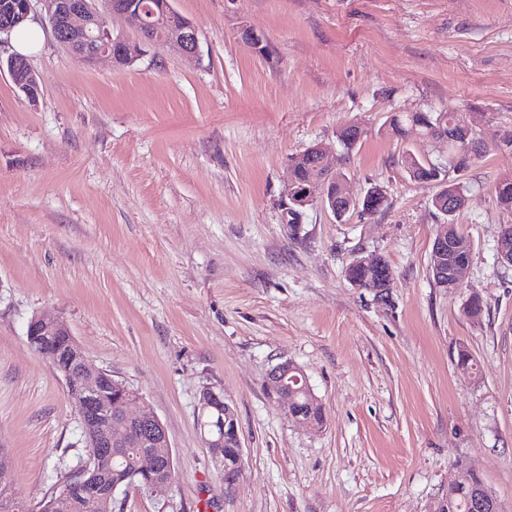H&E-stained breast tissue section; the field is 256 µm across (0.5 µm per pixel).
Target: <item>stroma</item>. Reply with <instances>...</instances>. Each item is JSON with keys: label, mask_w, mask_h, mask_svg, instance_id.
<instances>
[{"label": "stroma", "mask_w": 512, "mask_h": 512, "mask_svg": "<svg viewBox=\"0 0 512 512\" xmlns=\"http://www.w3.org/2000/svg\"><path fill=\"white\" fill-rule=\"evenodd\" d=\"M171 4L199 31L197 60L86 65L44 22L38 102L0 69V448L16 496L40 500L85 455L62 379L27 343L45 313L169 435L174 487L117 491L112 512H430L461 464L512 512V268L495 251L512 213L494 193L512 174V0ZM410 112L456 113L486 149L454 218L473 243L458 291L429 272L436 188L401 163H446L448 142L382 132ZM351 124L364 134L348 151L336 133ZM315 143L352 196L384 186L387 208L283 223L289 160ZM371 255L393 271L383 302L345 277ZM461 349L478 374L457 368ZM284 361L322 426L268 389ZM206 389L237 412L229 497L197 420Z\"/></svg>", "instance_id": "stroma-1"}]
</instances>
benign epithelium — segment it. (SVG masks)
<instances>
[{"mask_svg":"<svg viewBox=\"0 0 512 512\" xmlns=\"http://www.w3.org/2000/svg\"><path fill=\"white\" fill-rule=\"evenodd\" d=\"M41 12L51 27L55 39L78 61L92 64L101 57L113 62L123 58L136 61L145 48L155 46L185 58L199 55L200 41L196 27L187 19L178 23L169 21L176 15L171 3L166 0L160 13L148 18L132 3L118 0L112 3L109 15L100 11V0H23L14 4L10 0H0V37L9 36L13 26L22 21H31L36 12ZM132 19L139 29V38L133 40L121 33L114 32L110 21ZM7 68L16 87L24 93L31 103H36L40 95L38 75L32 69L28 59L13 54L7 59ZM287 199L283 209V221H298L302 210L318 205L331 214H336L337 200L344 201L345 212L351 211L352 197L344 192L336 195V175L317 176L307 184L299 186L290 180L287 187ZM460 231L455 224L448 223L434 241V252L440 260L451 248ZM374 268L383 279L385 287L375 290L382 297L391 288V274L384 269L383 257L357 258L346 269L347 281L354 287H360L356 277L358 270ZM34 336H63V344L52 355H43L53 368L64 378L67 390L75 399V410L83 430L89 433L85 439L86 460L80 465V472L92 471L94 479L79 481V512H102V504L112 498L117 486L104 478V462L108 451L113 449L117 438L112 436V416L146 425L150 428L155 443L162 445L168 471L160 470V460L148 451L137 456L136 469L149 477L147 488H170V471L173 470L172 445L161 420L153 413L134 414L127 410V403L135 397L123 383L112 375L90 363L75 341L67 323L58 317L35 316L31 318L27 329V338ZM302 373L300 368L288 370V362H282L268 372L267 383L278 393L287 405L288 416L299 420L295 411V401L288 399V374ZM216 406L224 407V419L221 429H214L204 420L206 412ZM198 417L200 431L205 447L209 448L215 460L224 467V490L231 492L244 467V450L238 429L235 408L225 397L213 391H206L199 401ZM229 436L235 447H224V437Z\"/></svg>","mask_w":512,"mask_h":512,"instance_id":"1","label":"benign epithelium"}]
</instances>
